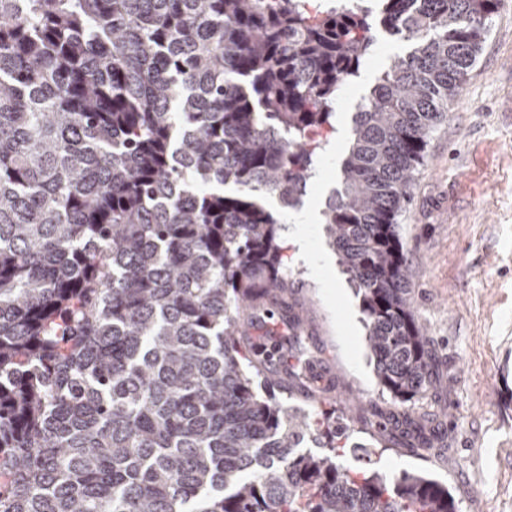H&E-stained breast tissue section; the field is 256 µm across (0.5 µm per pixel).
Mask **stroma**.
Instances as JSON below:
<instances>
[{"instance_id": "35a3bbf8", "label": "stroma", "mask_w": 512, "mask_h": 512, "mask_svg": "<svg viewBox=\"0 0 512 512\" xmlns=\"http://www.w3.org/2000/svg\"><path fill=\"white\" fill-rule=\"evenodd\" d=\"M374 55L357 93L336 97L334 126L351 127L356 105L401 38L372 25ZM408 298L428 336L432 383L396 405L377 384L360 302L337 262L316 278L286 258L288 299L318 331L307 342L336 374L331 390L285 365L282 404L354 416L350 443H369L383 417L408 412L411 437L383 450L387 478L431 473L458 512H512V4L493 17L483 49L446 119L431 133L399 218Z\"/></svg>"}]
</instances>
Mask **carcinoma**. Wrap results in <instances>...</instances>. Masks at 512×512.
<instances>
[{"mask_svg": "<svg viewBox=\"0 0 512 512\" xmlns=\"http://www.w3.org/2000/svg\"><path fill=\"white\" fill-rule=\"evenodd\" d=\"M502 2L0 0V512H457L373 448L349 464L350 419L258 395L288 355L241 314L283 316L263 196L302 203L374 15L408 46L357 105L323 232L378 384L427 390L397 218Z\"/></svg>", "mask_w": 512, "mask_h": 512, "instance_id": "1", "label": "carcinoma"}]
</instances>
